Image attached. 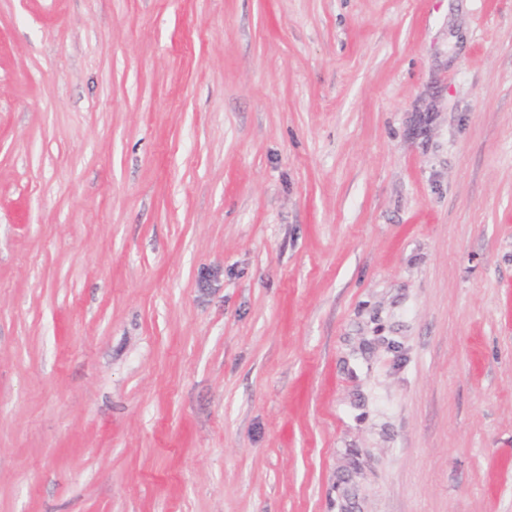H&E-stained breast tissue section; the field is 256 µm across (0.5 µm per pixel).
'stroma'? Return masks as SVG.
<instances>
[{"mask_svg":"<svg viewBox=\"0 0 512 512\" xmlns=\"http://www.w3.org/2000/svg\"><path fill=\"white\" fill-rule=\"evenodd\" d=\"M0 512H512V0H0Z\"/></svg>","mask_w":512,"mask_h":512,"instance_id":"stroma-1","label":"stroma"}]
</instances>
